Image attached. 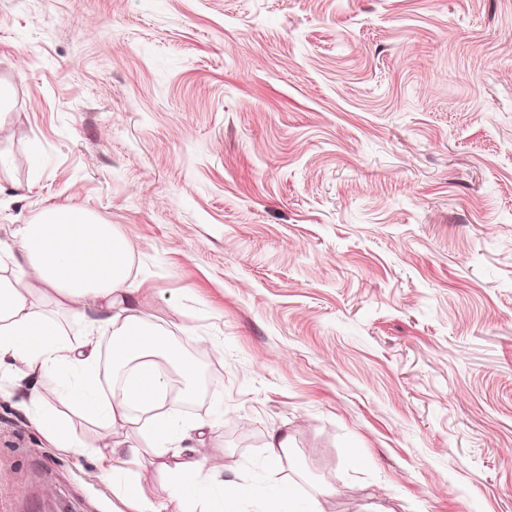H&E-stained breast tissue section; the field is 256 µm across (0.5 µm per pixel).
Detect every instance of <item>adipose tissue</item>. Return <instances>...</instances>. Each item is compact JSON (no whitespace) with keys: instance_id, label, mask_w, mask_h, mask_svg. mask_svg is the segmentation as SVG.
Here are the masks:
<instances>
[{"instance_id":"1","label":"adipose tissue","mask_w":512,"mask_h":512,"mask_svg":"<svg viewBox=\"0 0 512 512\" xmlns=\"http://www.w3.org/2000/svg\"><path fill=\"white\" fill-rule=\"evenodd\" d=\"M19 275L6 277L11 267ZM131 249L112 225L77 206L44 209L31 222L15 225L0 245V366L10 365L41 383L22 404L52 448L92 458L101 478L131 512H224L217 488L224 480L204 458L177 451L164 474L168 497L151 498L142 483L143 455L164 456L168 444L190 439L194 424L165 410L169 392L163 366L177 368L186 394L196 388L194 362L184 360L167 336L149 323L138 289L129 284ZM35 279L59 297L85 327L80 343L44 315L27 286ZM112 331L111 387H104L96 334ZM76 408L88 422L114 428L141 413L137 444L86 445L79 441L63 408Z\"/></svg>"}]
</instances>
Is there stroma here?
<instances>
[{"instance_id":"obj_1","label":"stroma","mask_w":512,"mask_h":512,"mask_svg":"<svg viewBox=\"0 0 512 512\" xmlns=\"http://www.w3.org/2000/svg\"><path fill=\"white\" fill-rule=\"evenodd\" d=\"M0 80V241L86 207L211 340L179 414L228 512H512V0H0ZM35 382L0 370V512H129ZM263 512H323L319 501H314L308 507L302 506V501L294 493L284 489L274 490L268 493L264 502Z\"/></svg>"}]
</instances>
